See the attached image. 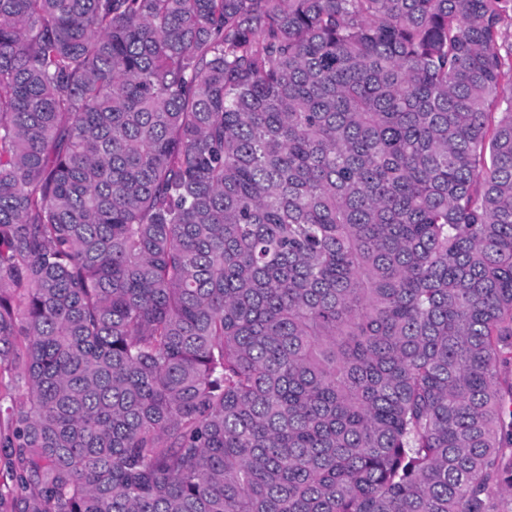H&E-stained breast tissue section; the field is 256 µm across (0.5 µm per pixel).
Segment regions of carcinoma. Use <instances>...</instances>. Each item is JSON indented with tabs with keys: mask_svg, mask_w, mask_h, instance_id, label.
<instances>
[{
	"mask_svg": "<svg viewBox=\"0 0 512 512\" xmlns=\"http://www.w3.org/2000/svg\"><path fill=\"white\" fill-rule=\"evenodd\" d=\"M0 512H512V0H0Z\"/></svg>",
	"mask_w": 512,
	"mask_h": 512,
	"instance_id": "cac0c4a2",
	"label": "carcinoma"
}]
</instances>
